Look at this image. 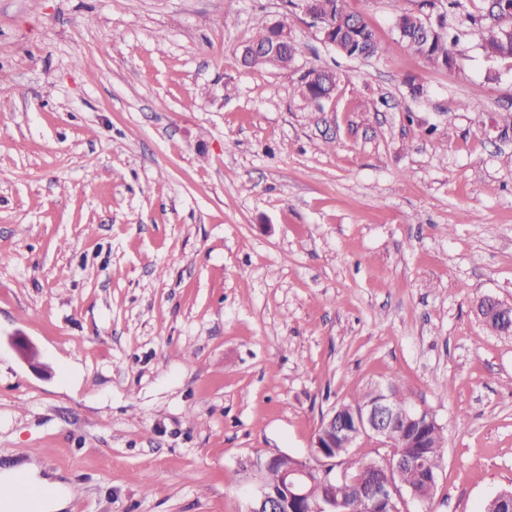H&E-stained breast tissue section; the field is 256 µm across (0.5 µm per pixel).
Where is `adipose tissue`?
<instances>
[{"label": "adipose tissue", "mask_w": 512, "mask_h": 512, "mask_svg": "<svg viewBox=\"0 0 512 512\" xmlns=\"http://www.w3.org/2000/svg\"><path fill=\"white\" fill-rule=\"evenodd\" d=\"M66 493L62 482L40 476L35 465L0 471V512H63Z\"/></svg>", "instance_id": "adipose-tissue-1"}]
</instances>
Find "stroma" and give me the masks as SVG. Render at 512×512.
Listing matches in <instances>:
<instances>
[{"label":"stroma","instance_id":"stroma-1","mask_svg":"<svg viewBox=\"0 0 512 512\" xmlns=\"http://www.w3.org/2000/svg\"><path fill=\"white\" fill-rule=\"evenodd\" d=\"M348 7L379 57L291 0H0V466L64 512H243L240 460L393 377L446 434L411 512L512 487V334L474 313L512 303V59L437 68ZM275 21L294 64L237 65ZM336 78L333 73L324 70L312 69L307 75L301 77L297 85V94L307 103L319 105L330 96ZM490 305L494 306V312H500L503 314L504 319H507L510 316L512 304H506L493 296H483L477 301L475 306L476 316L483 325L495 332L505 333V331L501 330L499 326L494 327L491 316L483 315V312H485ZM19 477H24L27 483L37 489L48 492V495L37 499H18L8 496L12 484ZM0 510L2 512H59L67 505V489L62 482L41 477L39 469L33 464H21L0 471ZM36 509V510H31Z\"/></svg>","mask_w":512,"mask_h":512}]
</instances>
